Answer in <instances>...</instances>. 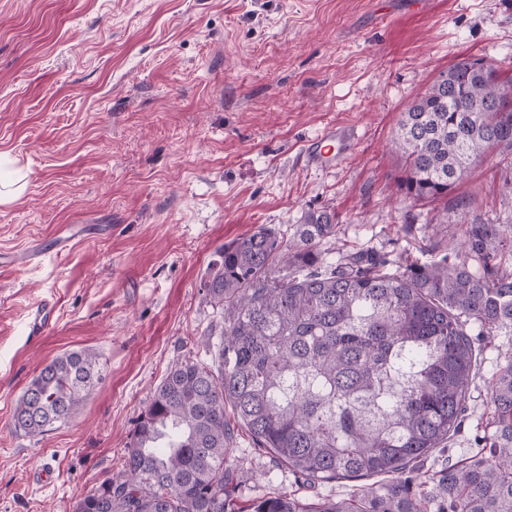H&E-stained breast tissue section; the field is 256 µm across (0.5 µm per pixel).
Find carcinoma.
Here are the masks:
<instances>
[{"instance_id":"cac0c4a2","label":"carcinoma","mask_w":512,"mask_h":512,"mask_svg":"<svg viewBox=\"0 0 512 512\" xmlns=\"http://www.w3.org/2000/svg\"><path fill=\"white\" fill-rule=\"evenodd\" d=\"M459 61L399 122L401 187L448 196L481 158L512 148L506 60ZM447 253L398 269L373 251L329 263L318 249L336 214L307 210L288 237L261 226L224 244L203 290L219 310L211 362L187 358L157 386L126 442L122 469L74 512H512V360L491 382L493 434L475 454L420 480L416 465L461 427L479 374L473 335L512 331L505 225L462 220ZM96 353L66 351L17 398L14 430L68 423L101 379ZM233 418H227L226 405ZM311 483L385 476L348 498L243 499L228 464L234 425Z\"/></svg>"}]
</instances>
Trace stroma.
I'll return each mask as SVG.
<instances>
[{"instance_id": "obj_1", "label": "stroma", "mask_w": 512, "mask_h": 512, "mask_svg": "<svg viewBox=\"0 0 512 512\" xmlns=\"http://www.w3.org/2000/svg\"><path fill=\"white\" fill-rule=\"evenodd\" d=\"M481 57L512 58V0H0V153L27 181L0 206V251L19 257L0 265V512H72L121 470L167 370L206 356L199 340L220 315L200 282L224 243L326 209L338 217L327 260L374 249L429 262L445 253L440 223L512 224V150L427 203L405 198L389 146L441 72ZM333 123L354 126L355 148L314 167L305 144ZM61 229L73 241L59 253ZM72 349L98 357L92 397L68 425L14 432L23 388ZM511 357L512 335L485 337L462 428L426 470L491 434L487 383ZM231 459L246 498L355 488L296 478L243 428Z\"/></svg>"}]
</instances>
